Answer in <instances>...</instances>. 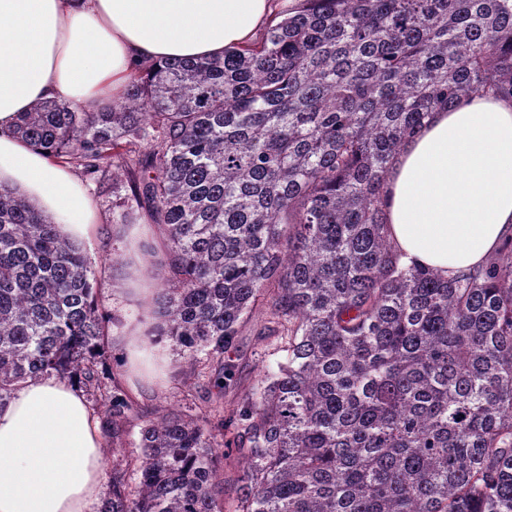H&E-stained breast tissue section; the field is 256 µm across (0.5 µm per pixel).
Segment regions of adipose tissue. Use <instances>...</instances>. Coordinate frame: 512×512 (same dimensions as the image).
I'll return each mask as SVG.
<instances>
[{"label": "adipose tissue", "instance_id": "ef3b65f1", "mask_svg": "<svg viewBox=\"0 0 512 512\" xmlns=\"http://www.w3.org/2000/svg\"><path fill=\"white\" fill-rule=\"evenodd\" d=\"M272 19V0H0V186L84 240L97 218L87 192L17 137L21 115L50 99L96 111L136 64L217 56ZM382 207L403 263L446 276L484 266L512 240V99L432 112L395 156ZM102 448L100 418L68 380L22 384L0 405V512H91L107 490Z\"/></svg>", "mask_w": 512, "mask_h": 512}]
</instances>
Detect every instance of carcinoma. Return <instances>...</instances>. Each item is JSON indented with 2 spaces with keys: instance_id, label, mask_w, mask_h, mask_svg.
<instances>
[{
  "instance_id": "carcinoma-1",
  "label": "carcinoma",
  "mask_w": 512,
  "mask_h": 512,
  "mask_svg": "<svg viewBox=\"0 0 512 512\" xmlns=\"http://www.w3.org/2000/svg\"><path fill=\"white\" fill-rule=\"evenodd\" d=\"M512 96V0H302L253 42L146 62L99 112L37 103L15 133L162 227L148 335L208 380L202 419L145 418L98 512H512V245L443 277L400 262L385 174L441 106ZM82 248L0 188V403L67 379L113 445L135 412ZM266 302L286 360L224 419V362ZM245 464L241 461L231 462L224 460V512H235L237 504V486L241 484Z\"/></svg>"
}]
</instances>
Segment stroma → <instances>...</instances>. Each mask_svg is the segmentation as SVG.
<instances>
[{
    "label": "stroma",
    "mask_w": 512,
    "mask_h": 512,
    "mask_svg": "<svg viewBox=\"0 0 512 512\" xmlns=\"http://www.w3.org/2000/svg\"><path fill=\"white\" fill-rule=\"evenodd\" d=\"M83 186L96 208L98 221L82 246L92 262L98 301L112 317L108 326L111 352L119 358L126 356L124 340L128 337L140 342L143 352L138 372H131L125 365L119 369L120 379L139 414L127 425L129 443L104 450L107 461L118 463L137 455L134 442L139 438L143 417L183 411L192 404L203 405L207 389L203 380L189 374L171 341L156 345L144 341V332L151 323V303L161 290L156 280L144 273L152 259L140 250L139 243L145 234L156 243H163L161 227L152 224L144 214L135 224L113 223L111 195L101 194L89 180ZM270 329L269 314L262 305L254 308L241 324L232 350L235 375L224 390L225 411L235 408L241 393L265 369L276 368L283 361L284 354L277 351L278 340Z\"/></svg>",
    "instance_id": "35a3bbf8"
}]
</instances>
